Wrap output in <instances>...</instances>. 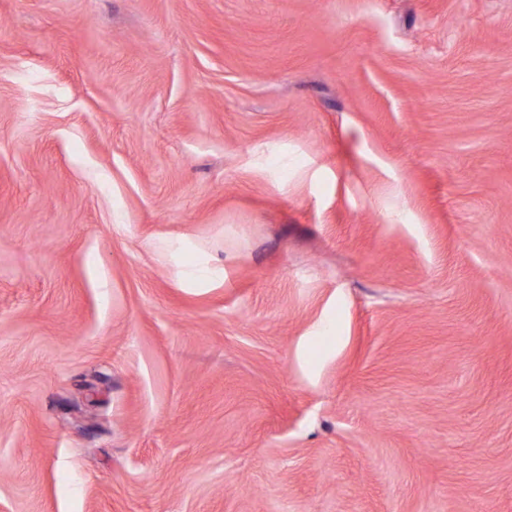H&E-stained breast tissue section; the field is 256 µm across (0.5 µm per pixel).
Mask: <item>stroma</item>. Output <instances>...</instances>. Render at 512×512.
<instances>
[{
	"label": "stroma",
	"mask_w": 512,
	"mask_h": 512,
	"mask_svg": "<svg viewBox=\"0 0 512 512\" xmlns=\"http://www.w3.org/2000/svg\"><path fill=\"white\" fill-rule=\"evenodd\" d=\"M0 512H512V0H0Z\"/></svg>",
	"instance_id": "35a3bbf8"
}]
</instances>
